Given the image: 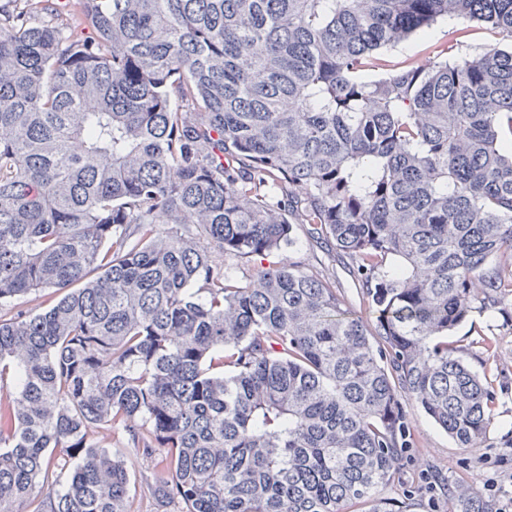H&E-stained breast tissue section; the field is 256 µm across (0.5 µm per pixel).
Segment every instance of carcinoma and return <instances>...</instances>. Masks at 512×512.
<instances>
[{"mask_svg": "<svg viewBox=\"0 0 512 512\" xmlns=\"http://www.w3.org/2000/svg\"><path fill=\"white\" fill-rule=\"evenodd\" d=\"M451 16L512 39V0L0 6V512H128L94 428L181 512H408L409 401L484 444L448 333L512 296V49L382 57ZM298 225L375 323L299 257L232 275Z\"/></svg>", "mask_w": 512, "mask_h": 512, "instance_id": "carcinoma-1", "label": "carcinoma"}]
</instances>
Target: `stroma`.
I'll list each match as a JSON object with an SVG mask.
<instances>
[{"label": "stroma", "mask_w": 512, "mask_h": 512, "mask_svg": "<svg viewBox=\"0 0 512 512\" xmlns=\"http://www.w3.org/2000/svg\"><path fill=\"white\" fill-rule=\"evenodd\" d=\"M456 24L453 18L440 20L427 36L386 50L384 57L394 64L408 59L425 66L440 53L451 59L478 57L493 41L476 29L466 44L457 45L450 37ZM296 250L311 272L330 277L348 309L374 320L375 312L363 302L354 277L325 245L302 236ZM452 340L471 370L491 383L497 395L494 420L483 447L461 448L415 403H408L413 445L405 450L396 477L380 485L377 495L409 499L410 512H449L446 490L460 485L494 504L512 498V298L495 311L474 308ZM92 438L103 447L121 449L131 478V512H167L152 491V459L127 447L120 432L97 430Z\"/></svg>", "instance_id": "35a3bbf8"}]
</instances>
